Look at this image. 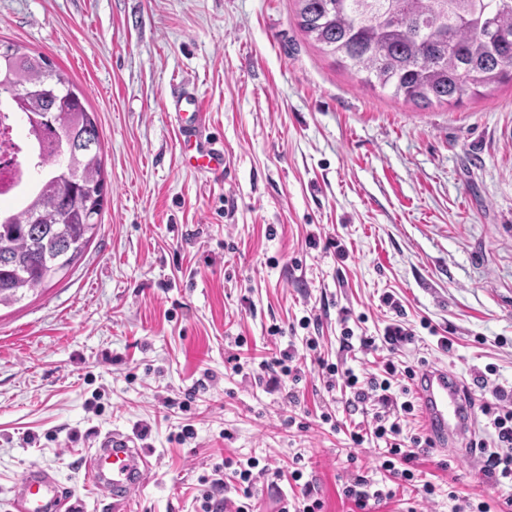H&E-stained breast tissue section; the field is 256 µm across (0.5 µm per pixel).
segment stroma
Returning <instances> with one entry per match:
<instances>
[{
    "instance_id": "obj_1",
    "label": "stroma",
    "mask_w": 512,
    "mask_h": 512,
    "mask_svg": "<svg viewBox=\"0 0 512 512\" xmlns=\"http://www.w3.org/2000/svg\"><path fill=\"white\" fill-rule=\"evenodd\" d=\"M296 9L0 0V39L46 55L96 112L106 180L73 270L0 309V512L32 465L78 512H113L84 472L114 430L154 463L125 512H200L207 490L234 512L223 464L251 457L300 460L322 512H357L342 488L378 451L351 449L321 415L351 425L361 409L319 362L297 382L260 369L311 338L361 376L388 359L448 365L477 408L512 391V82L456 105L393 97L324 53ZM181 86L225 170L186 165L168 108ZM396 319L414 339L390 351ZM348 334L375 345L343 350ZM415 466L436 488L413 494L418 512H453L452 488L473 506L497 498L474 452L435 448Z\"/></svg>"
}]
</instances>
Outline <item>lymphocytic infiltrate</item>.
I'll use <instances>...</instances> for the list:
<instances>
[{"label": "lymphocytic infiltrate", "instance_id": "obj_1", "mask_svg": "<svg viewBox=\"0 0 512 512\" xmlns=\"http://www.w3.org/2000/svg\"><path fill=\"white\" fill-rule=\"evenodd\" d=\"M320 368L326 377L344 374L345 383L353 394L356 403L375 402L378 405L367 429L350 431L352 447H361L371 439L384 441L386 451L381 467L389 475L390 487H375L368 476L356 474L350 477L343 488L346 498L352 500L358 512H372L373 507L393 499L396 491L394 482L412 484L415 473L414 461L428 453L433 443L428 436H404L401 419L413 414L412 401H398L392 391L395 384L413 380L416 371L413 367H399L394 361H386L384 378L374 376L359 378L352 371H340L338 365L321 363ZM485 417L484 429L488 434L484 440H469V447L480 448L482 466L480 471L493 488L503 490L500 501L507 512H512V394L502 389H494L491 401L482 406Z\"/></svg>", "mask_w": 512, "mask_h": 512}]
</instances>
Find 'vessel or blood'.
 <instances>
[{
  "label": "vessel or blood",
  "instance_id": "b4317fda",
  "mask_svg": "<svg viewBox=\"0 0 512 512\" xmlns=\"http://www.w3.org/2000/svg\"><path fill=\"white\" fill-rule=\"evenodd\" d=\"M179 117V134L189 166L220 170L224 150L206 131L205 114L199 98L181 90L170 101ZM414 391L422 418L436 447L447 448L471 433L475 424L473 407L465 398L456 374L444 365H432L414 380ZM152 462L143 448L122 433L109 432L94 438L89 451L86 478L96 489L108 491L114 502L127 501ZM14 512H74L70 496L63 493L54 474L33 466L15 488Z\"/></svg>",
  "mask_w": 512,
  "mask_h": 512
}]
</instances>
